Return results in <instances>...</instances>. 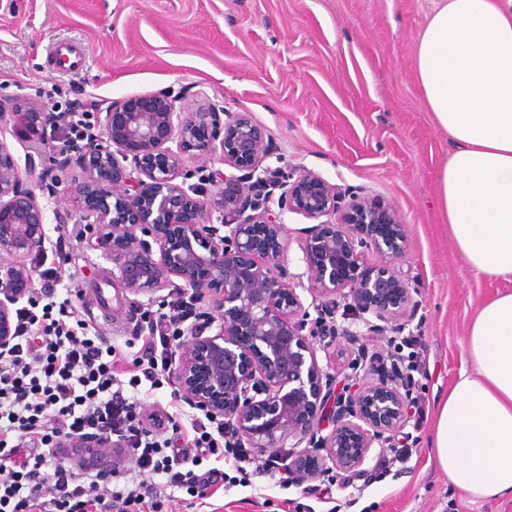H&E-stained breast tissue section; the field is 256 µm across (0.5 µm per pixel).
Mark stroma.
Returning a JSON list of instances; mask_svg holds the SVG:
<instances>
[{
  "instance_id": "35a3bbf8",
  "label": "stroma",
  "mask_w": 512,
  "mask_h": 512,
  "mask_svg": "<svg viewBox=\"0 0 512 512\" xmlns=\"http://www.w3.org/2000/svg\"><path fill=\"white\" fill-rule=\"evenodd\" d=\"M438 0H0V99L72 106L94 122L112 102L195 86L209 101L248 112L275 149L271 167L307 168L396 210L409 248L399 261L418 289L406 332L419 336L425 370L394 440L406 460L374 478L382 452L361 467L364 488L341 487L342 470L319 485L282 484L277 471L225 485L173 512H512V502L471 501L429 463L439 399L455 381L477 305L507 282L465 263L438 205L448 135L416 86L418 36ZM26 184L47 205V241L32 285L75 305L132 361L140 308L159 309L172 290L135 296L113 286L112 263L88 246L66 192L81 179L76 158L34 153L9 140Z\"/></svg>"
}]
</instances>
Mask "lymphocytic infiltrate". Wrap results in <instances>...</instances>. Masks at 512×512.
<instances>
[{"label":"lymphocytic infiltrate","mask_w":512,"mask_h":512,"mask_svg":"<svg viewBox=\"0 0 512 512\" xmlns=\"http://www.w3.org/2000/svg\"><path fill=\"white\" fill-rule=\"evenodd\" d=\"M196 312L190 296L175 294L167 309L140 312L135 328L141 354L133 359L131 387L161 384L187 321ZM15 342L0 355V512H162L168 490L193 496L224 480L216 464L225 456L246 462L229 447L230 430L191 416V440L157 439L136 403L117 391L120 356L112 343L91 333L69 303H31L16 314ZM117 438L115 460L131 455L138 473L160 476L143 487L128 477L114 490L111 475L94 463L95 449L79 440Z\"/></svg>","instance_id":"obj_1"}]
</instances>
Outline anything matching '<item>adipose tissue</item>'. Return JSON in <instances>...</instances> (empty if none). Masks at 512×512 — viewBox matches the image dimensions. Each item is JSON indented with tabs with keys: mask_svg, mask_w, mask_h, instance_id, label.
<instances>
[{
	"mask_svg": "<svg viewBox=\"0 0 512 512\" xmlns=\"http://www.w3.org/2000/svg\"><path fill=\"white\" fill-rule=\"evenodd\" d=\"M415 60L451 142L438 175L448 234L476 274L512 283V0H441ZM430 458L468 497L512 500V290L475 310Z\"/></svg>",
	"mask_w": 512,
	"mask_h": 512,
	"instance_id": "1",
	"label": "adipose tissue"
}]
</instances>
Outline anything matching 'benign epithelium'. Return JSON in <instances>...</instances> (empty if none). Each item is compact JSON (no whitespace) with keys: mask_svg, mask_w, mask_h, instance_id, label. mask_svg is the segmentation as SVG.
<instances>
[{"mask_svg":"<svg viewBox=\"0 0 512 512\" xmlns=\"http://www.w3.org/2000/svg\"><path fill=\"white\" fill-rule=\"evenodd\" d=\"M187 96L166 90L114 102L97 112L99 138L64 140L60 152L76 153L83 172L69 193L82 204L88 244L136 296L177 279L182 293L208 299L176 352L185 401L224 418L240 446L294 449L288 469L299 484L324 472L314 448L336 468L357 470L409 416L398 364L378 381L360 374L363 337L403 333L415 307L417 288L402 268L366 265L370 251L391 261L406 254L403 224L394 210L312 170L271 168L274 148L252 116L211 102L191 110ZM4 116L17 139L55 150L49 130L63 123L38 102L0 100ZM216 154L226 171L200 176L185 167L188 156ZM286 213L316 221L303 229L314 318L285 264ZM45 224V207L0 138V256L14 258L0 265V352L14 343L16 305L34 275L27 259L45 250ZM331 296L345 301L339 316L349 325L318 304ZM340 339L354 349L352 389H338L317 359V349Z\"/></svg>","mask_w":512,"mask_h":512,"instance_id":"1","label":"benign epithelium"}]
</instances>
